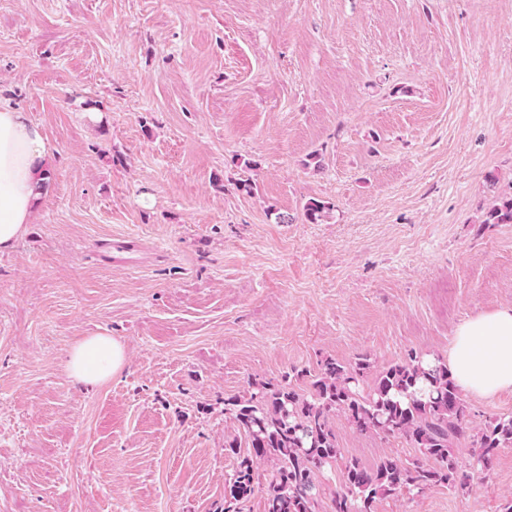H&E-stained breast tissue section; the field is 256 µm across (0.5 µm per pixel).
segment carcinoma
I'll return each mask as SVG.
<instances>
[{
    "label": "carcinoma",
    "instance_id": "carcinoma-1",
    "mask_svg": "<svg viewBox=\"0 0 512 512\" xmlns=\"http://www.w3.org/2000/svg\"><path fill=\"white\" fill-rule=\"evenodd\" d=\"M487 222L512 223V198L494 208ZM303 377L298 372L277 383L255 381L248 398L224 401L250 448L238 458L228 484L234 501L253 494L257 462L271 461L264 512H321L322 477L332 469L342 490L332 495L330 512H375L376 502L404 491L468 490L470 475L458 469L452 452L462 440L470 441L475 465L484 469L499 449L512 448V415L492 416L470 432L465 401L447 364L425 365L415 351L379 370L367 358L354 363L326 359L307 391L296 384ZM336 416L361 434L403 437L417 458L402 463L381 456L364 465L340 448L332 426Z\"/></svg>",
    "mask_w": 512,
    "mask_h": 512
}]
</instances>
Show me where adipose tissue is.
I'll list each match as a JSON object with an SVG mask.
<instances>
[{"label": "adipose tissue", "mask_w": 512, "mask_h": 512, "mask_svg": "<svg viewBox=\"0 0 512 512\" xmlns=\"http://www.w3.org/2000/svg\"><path fill=\"white\" fill-rule=\"evenodd\" d=\"M55 152L43 127L18 107L0 101V252L14 248L46 193ZM448 374L462 394L489 399L512 390V307L459 323L448 345ZM127 364L124 346L90 336L70 350L65 369L76 384L101 385Z\"/></svg>", "instance_id": "adipose-tissue-1"}]
</instances>
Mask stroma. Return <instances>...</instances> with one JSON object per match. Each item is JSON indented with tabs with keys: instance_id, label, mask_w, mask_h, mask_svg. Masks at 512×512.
<instances>
[{
	"instance_id": "35a3bbf8",
	"label": "stroma",
	"mask_w": 512,
	"mask_h": 512,
	"mask_svg": "<svg viewBox=\"0 0 512 512\" xmlns=\"http://www.w3.org/2000/svg\"><path fill=\"white\" fill-rule=\"evenodd\" d=\"M0 101L55 149L0 254V512H263L269 462L224 497L225 399L444 357L512 306V224L484 221L512 196V0H0ZM97 334L127 364L75 385ZM333 428L364 464L416 456ZM453 454L468 493L376 512H504L512 448ZM127 364L124 346L112 336L85 337L70 350L65 369L76 384L101 385L115 377Z\"/></svg>"
}]
</instances>
